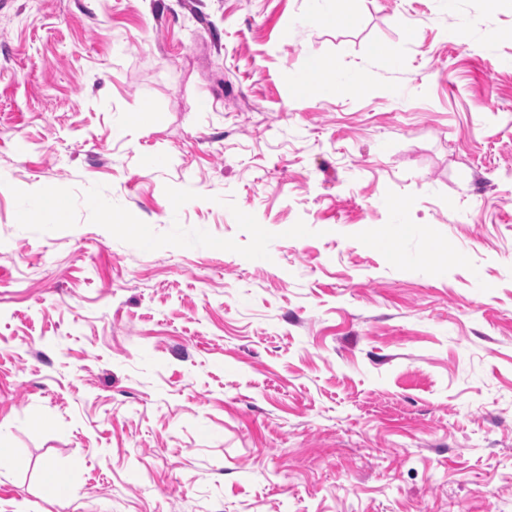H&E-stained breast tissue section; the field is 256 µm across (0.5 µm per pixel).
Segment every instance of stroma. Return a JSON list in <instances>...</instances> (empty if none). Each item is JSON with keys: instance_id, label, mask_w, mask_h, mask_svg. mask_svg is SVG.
I'll return each instance as SVG.
<instances>
[{"instance_id": "obj_1", "label": "stroma", "mask_w": 512, "mask_h": 512, "mask_svg": "<svg viewBox=\"0 0 512 512\" xmlns=\"http://www.w3.org/2000/svg\"><path fill=\"white\" fill-rule=\"evenodd\" d=\"M316 9L0 5V512H512V0Z\"/></svg>"}]
</instances>
